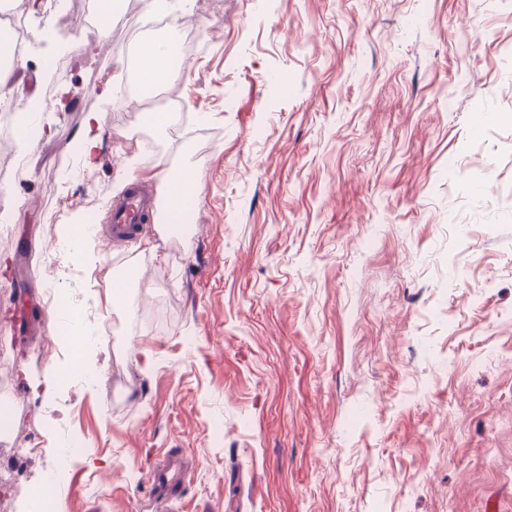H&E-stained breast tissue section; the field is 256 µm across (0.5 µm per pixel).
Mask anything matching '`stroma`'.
<instances>
[{"mask_svg":"<svg viewBox=\"0 0 512 512\" xmlns=\"http://www.w3.org/2000/svg\"><path fill=\"white\" fill-rule=\"evenodd\" d=\"M168 3L179 143L112 79L143 0L106 41L27 16L8 77L45 134L0 138V512H29L46 448L72 452L57 512H512V0ZM149 138L196 175L181 231L112 240L126 163L165 194ZM86 220L93 252L46 264ZM116 263L144 270L120 309ZM51 282L95 317L100 384L65 382Z\"/></svg>","mask_w":512,"mask_h":512,"instance_id":"stroma-1","label":"stroma"}]
</instances>
